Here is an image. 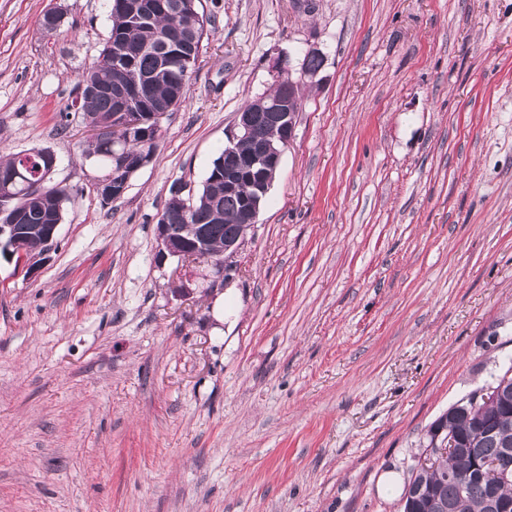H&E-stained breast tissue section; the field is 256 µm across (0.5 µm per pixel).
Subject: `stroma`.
<instances>
[{"instance_id":"1","label":"stroma","mask_w":512,"mask_h":512,"mask_svg":"<svg viewBox=\"0 0 512 512\" xmlns=\"http://www.w3.org/2000/svg\"><path fill=\"white\" fill-rule=\"evenodd\" d=\"M303 2L201 0L186 100L105 201L72 100L108 0H0V156L69 193L34 271L0 249V512H402L428 427L512 367V0ZM310 44L231 280L160 255L171 187Z\"/></svg>"}]
</instances>
